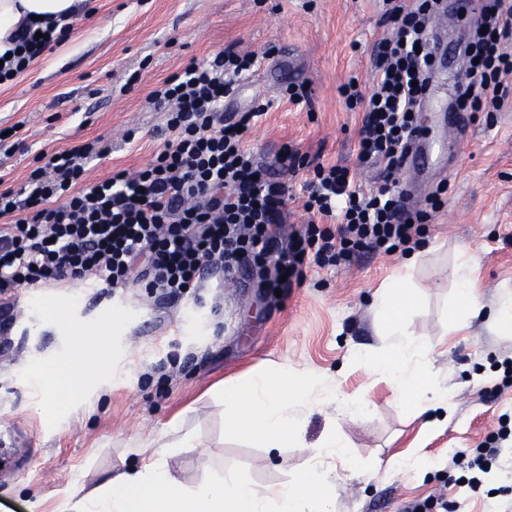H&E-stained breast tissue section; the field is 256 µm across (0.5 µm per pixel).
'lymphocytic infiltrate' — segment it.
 Masks as SVG:
<instances>
[{
	"label": "lymphocytic infiltrate",
	"mask_w": 512,
	"mask_h": 512,
	"mask_svg": "<svg viewBox=\"0 0 512 512\" xmlns=\"http://www.w3.org/2000/svg\"><path fill=\"white\" fill-rule=\"evenodd\" d=\"M384 4L391 30L376 45L371 91L360 90L354 77L339 88L349 108L364 114L357 166L313 164L288 151L290 167L313 168L300 198L309 220L296 238L277 231L288 215L287 185L269 178L245 145L266 104L224 119L225 99L257 57L221 50L190 61L152 92L171 139L136 172L85 184V165L98 154L87 144L59 151L31 171L26 193L0 188V292L81 280L112 293L139 281L170 304L198 295L206 276L233 281L253 265L299 280L306 268L346 264L367 251L415 249L427 213L405 209L399 175L434 62L426 29L436 3ZM478 25L466 48L469 80L458 105L497 111L512 97V54L503 49L512 41V0H483ZM54 40L52 28L38 32L29 25L9 37L12 56L0 65V82L27 70ZM367 163L377 168L380 184L365 193L358 177ZM336 216V229L320 228ZM509 440L512 429L501 427L476 448L453 454L449 473L467 474L468 487L477 489Z\"/></svg>",
	"instance_id": "obj_1"
}]
</instances>
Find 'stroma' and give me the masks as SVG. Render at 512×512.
Instances as JSON below:
<instances>
[{
	"label": "stroma",
	"mask_w": 512,
	"mask_h": 512,
	"mask_svg": "<svg viewBox=\"0 0 512 512\" xmlns=\"http://www.w3.org/2000/svg\"><path fill=\"white\" fill-rule=\"evenodd\" d=\"M90 16L12 81L0 85V130L16 128L20 144L0 153V181L18 189L42 156L87 142L106 155L86 165L93 184L145 165L169 139L164 112L148 101L152 90L190 59L235 47L268 59V78L241 82L235 109L268 104L247 144L271 177L301 196L305 169L290 170L281 153L292 147L343 166L357 162L362 115L348 110L340 86L355 76L370 85L375 47L390 30L382 0H86ZM458 0H441L429 40L464 48L474 28ZM140 82L127 86L133 72ZM310 89V102L279 96L291 75ZM134 139H124L125 131ZM425 135L444 146L418 184V205L447 185L425 224L411 285L419 300L406 314L408 332L428 336L439 379L448 388V423L426 431V415L402 404L381 374L359 368L355 353H378L379 292L403 273L404 255L365 252L349 264L306 269L302 281L274 291L258 268L237 285L207 280L201 299L158 306L144 288L97 297L93 284L69 282L19 290L13 323L0 342V512H28L32 494L53 508L63 490L94 489L136 461L172 419L191 438L167 458L171 475L187 487L202 478L239 471L257 486L286 484L309 465V448L329 430L347 445L332 461V512H406L437 500L460 512H512V447L501 453L492 484L470 490L448 481V458L477 447L512 417V382L498 361L512 357V336L498 335L487 316L462 329L447 328L456 307L448 275L463 247L479 254L480 300L493 307L512 290V100L498 112H471L466 130L432 109ZM111 323L104 339L108 369L86 391L61 399L48 422L38 411L31 373L66 353L72 325ZM269 365L317 377L338 399L369 405L360 419L338 414L335 402L301 408L305 448L268 457L258 442L224 428L226 380H247ZM438 459L424 478L395 464L410 448Z\"/></svg>",
	"instance_id": "obj_1"
}]
</instances>
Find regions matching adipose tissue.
I'll use <instances>...</instances> for the list:
<instances>
[{
    "mask_svg": "<svg viewBox=\"0 0 512 512\" xmlns=\"http://www.w3.org/2000/svg\"><path fill=\"white\" fill-rule=\"evenodd\" d=\"M79 2L0 0V52L5 51L6 39L18 25L34 16L65 25L76 15ZM478 263L477 252L469 249L452 271L457 286L453 327H465L484 311L475 278ZM416 299V291L403 279L379 296L380 329L390 344L383 353L360 358L359 363L390 377L404 405L421 412L444 409L448 390L436 382L430 343L404 328V318ZM107 331L104 324L74 326L73 351L41 366L39 408L43 417L56 413L61 394L82 391L95 382L97 372L89 363L99 357L101 339ZM312 392L308 381L282 367L258 372L244 382H225L227 427L238 436L260 440L271 451L287 442L303 447L296 408L308 403ZM343 446L338 435L327 434L313 448L308 468L286 485L259 489L229 472L224 478L206 479L188 488L168 470L170 442L159 441L154 447L138 449L137 465L106 479L80 499L63 493L56 512H330L329 471L324 461L342 458Z\"/></svg>",
    "mask_w": 512,
    "mask_h": 512,
    "instance_id": "adipose-tissue-1",
    "label": "adipose tissue"
}]
</instances>
